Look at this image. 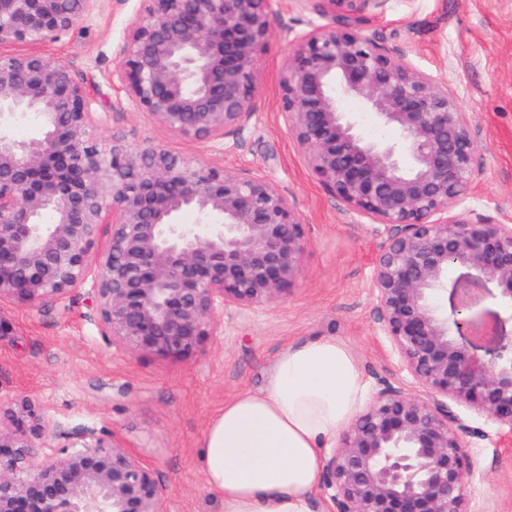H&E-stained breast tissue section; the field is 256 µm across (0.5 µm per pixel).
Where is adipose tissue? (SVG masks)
Segmentation results:
<instances>
[{
    "label": "adipose tissue",
    "instance_id": "adipose-tissue-1",
    "mask_svg": "<svg viewBox=\"0 0 512 512\" xmlns=\"http://www.w3.org/2000/svg\"><path fill=\"white\" fill-rule=\"evenodd\" d=\"M354 355L331 336L286 347L265 387L226 402L202 444L207 484L224 512H310L322 456L367 399Z\"/></svg>",
    "mask_w": 512,
    "mask_h": 512
}]
</instances>
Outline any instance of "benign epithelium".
I'll list each match as a JSON object with an SVG mask.
<instances>
[{"label":"benign epithelium","instance_id":"obj_1","mask_svg":"<svg viewBox=\"0 0 512 512\" xmlns=\"http://www.w3.org/2000/svg\"><path fill=\"white\" fill-rule=\"evenodd\" d=\"M98 0H0V300L37 306L88 289L121 352L179 361L223 334L224 312L294 292L308 249L294 200L266 176L179 157L147 141L102 148L87 88L41 46ZM112 83L162 128L216 143L252 116L255 63L275 0H139ZM360 21L385 0H325ZM281 116L348 210L381 224L371 272L377 324L413 395L386 385L323 459L334 512H469L477 412L512 432V224L457 210L474 192L477 141L448 82L372 36L317 27L294 39ZM353 99L393 139L372 138ZM19 119L32 124L14 137ZM185 211L195 224H181ZM102 224L111 225L93 251ZM460 271L448 282V274ZM494 288L500 310L477 307ZM0 426V512H164L154 473L113 434Z\"/></svg>","mask_w":512,"mask_h":512}]
</instances>
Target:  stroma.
Here are the masks:
<instances>
[{
  "label": "stroma",
  "instance_id": "obj_1",
  "mask_svg": "<svg viewBox=\"0 0 512 512\" xmlns=\"http://www.w3.org/2000/svg\"><path fill=\"white\" fill-rule=\"evenodd\" d=\"M325 7L324 0H277L272 34L257 56L253 116L221 149L161 129L113 89L112 70L138 0H99L73 30L43 47L89 86L92 108L103 118L95 131L102 147L117 133L131 146L157 141L181 157L269 176L306 225L310 248L299 288L267 306L225 312L223 336L185 361L112 348L82 289L34 309L0 302V410L27 399L61 431L116 432L154 472L165 512H224L222 495L203 476L205 432L225 401L265 385L286 346L333 336L356 357L371 391L410 384L375 321L370 275L385 231L324 189L280 114V75L294 38L335 25ZM358 28L447 80L472 116L479 145V186L464 205L495 221L512 218V0H386ZM463 416L475 430L467 449L471 512H512V434L471 411Z\"/></svg>",
  "mask_w": 512,
  "mask_h": 512
}]
</instances>
